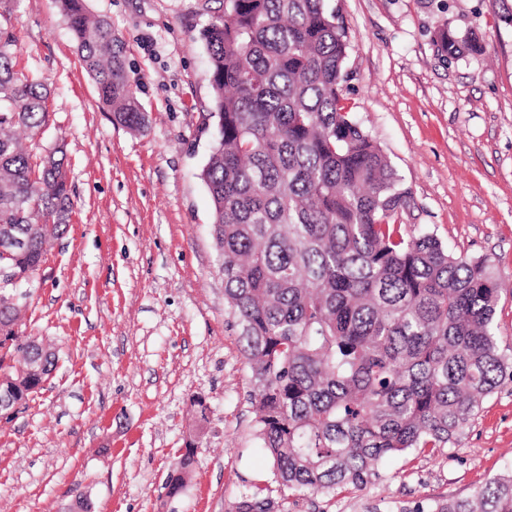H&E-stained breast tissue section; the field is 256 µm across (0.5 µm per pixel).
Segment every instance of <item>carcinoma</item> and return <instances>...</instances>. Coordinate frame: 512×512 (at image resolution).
Wrapping results in <instances>:
<instances>
[{
	"mask_svg": "<svg viewBox=\"0 0 512 512\" xmlns=\"http://www.w3.org/2000/svg\"><path fill=\"white\" fill-rule=\"evenodd\" d=\"M10 2L0 0V227L25 243L0 250V267L25 285L74 203L63 148L34 142L50 91L17 67ZM58 2L100 102L143 133L148 116L112 23L86 0ZM201 40L216 125L200 178L278 490L360 489L389 457L450 448L512 381V353L494 328L501 280L488 260L400 222L409 191L353 117L347 35L325 0H224ZM437 43L451 58L481 49L446 29ZM13 294L0 285V414L25 406L55 364L20 335ZM194 462L190 443L167 475L168 498L182 494ZM272 493L252 481L230 512H276ZM413 512H512V469Z\"/></svg>",
	"mask_w": 512,
	"mask_h": 512,
	"instance_id": "obj_1",
	"label": "carcinoma"
}]
</instances>
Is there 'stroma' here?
I'll use <instances>...</instances> for the list:
<instances>
[{
  "mask_svg": "<svg viewBox=\"0 0 512 512\" xmlns=\"http://www.w3.org/2000/svg\"><path fill=\"white\" fill-rule=\"evenodd\" d=\"M349 42L357 121L410 202L402 223L485 258L512 285V24L502 0H326ZM126 48L148 128L112 121L57 0H16L18 61L51 90L41 144L62 145L71 223L33 282L25 335L58 362L25 409L0 418V512H228L245 483L271 480L255 437L249 365L224 302L211 201L199 173L213 145L202 29L221 0H87ZM484 49L441 57L436 30ZM208 407L194 417L196 402ZM196 447L183 493L174 457ZM512 466V381L448 453L399 455L361 490L281 495L279 512H412L464 497ZM194 444H188L185 452L177 457L172 470L168 473L165 482L166 496L171 499L179 497L190 476L195 462Z\"/></svg>",
  "mask_w": 512,
  "mask_h": 512,
  "instance_id": "35a3bbf8",
  "label": "stroma"
}]
</instances>
